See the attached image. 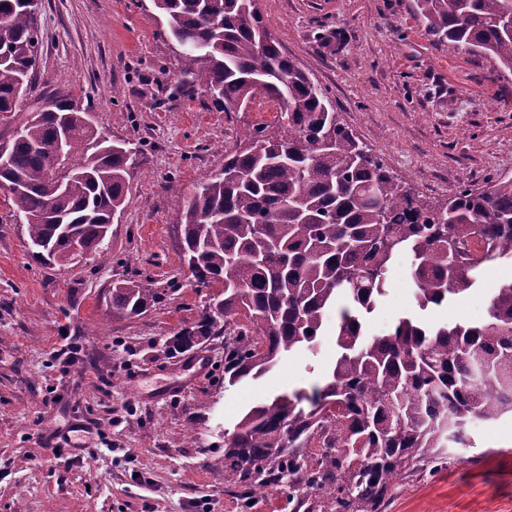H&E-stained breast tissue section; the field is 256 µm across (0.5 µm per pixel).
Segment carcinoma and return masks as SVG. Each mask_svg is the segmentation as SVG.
<instances>
[{
  "mask_svg": "<svg viewBox=\"0 0 512 512\" xmlns=\"http://www.w3.org/2000/svg\"><path fill=\"white\" fill-rule=\"evenodd\" d=\"M183 48L174 92L200 90L223 112L279 104L275 136L255 124L224 156V176L173 190L183 253L198 288L222 286L197 324L167 340L186 351L237 318L224 337V384L257 380L281 355L311 348L337 299L336 359L312 393L248 409L224 440V483L243 504L283 496L307 512H386L402 479L471 445L469 425L512 413V279L488 319L424 324L401 318L367 337L363 319L386 295L394 257L410 258L420 309L468 294L481 271L512 261V176L482 192L462 187L437 206L408 193L337 118L330 100L285 56L253 0H153ZM427 29L512 74V0H415ZM39 11L0 0V112L32 92ZM9 142L0 187L30 242L68 261L67 231L102 247L101 230L126 201L133 149L87 122L70 92L38 95ZM65 143L64 155L56 151ZM69 166L60 188L49 181ZM112 318L160 299L148 280L108 289Z\"/></svg>",
  "mask_w": 512,
  "mask_h": 512,
  "instance_id": "carcinoma-1",
  "label": "carcinoma"
}]
</instances>
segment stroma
<instances>
[{
  "label": "stroma",
  "mask_w": 512,
  "mask_h": 512,
  "mask_svg": "<svg viewBox=\"0 0 512 512\" xmlns=\"http://www.w3.org/2000/svg\"><path fill=\"white\" fill-rule=\"evenodd\" d=\"M288 55L332 99L340 122L407 188L438 204L462 187L512 175V75L428 31L415 0H259ZM37 91H73L111 140L136 153L107 256L41 263L0 188V512H242L224 487V433L265 397L323 384L336 357H284L255 382L224 384V338L194 352L165 341L200 318L207 296L181 259L169 185L210 178L241 131L275 124L249 107L226 114L208 96H174L176 43L153 0H42ZM409 260L364 318L386 334L403 316L480 323L512 265L488 267L468 296L420 310ZM147 279L163 300L113 318L104 291ZM94 420L95 447L47 450L57 429ZM472 447L404 480L387 512H512V415L470 425Z\"/></svg>",
  "instance_id": "stroma-1"
}]
</instances>
